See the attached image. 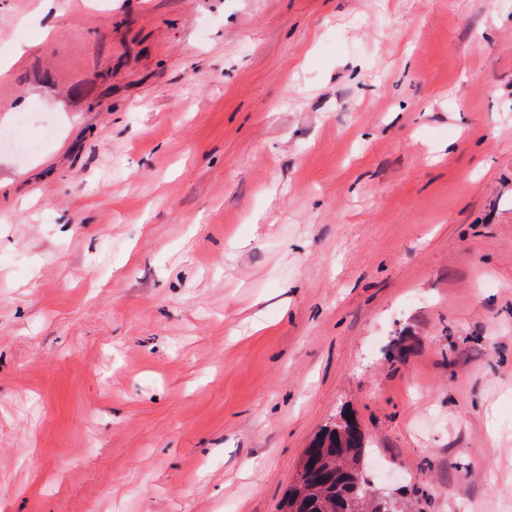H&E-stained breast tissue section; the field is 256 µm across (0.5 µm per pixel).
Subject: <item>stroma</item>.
Returning <instances> with one entry per match:
<instances>
[{
	"mask_svg": "<svg viewBox=\"0 0 512 512\" xmlns=\"http://www.w3.org/2000/svg\"><path fill=\"white\" fill-rule=\"evenodd\" d=\"M0 512H285L339 413L512 512V0H0Z\"/></svg>",
	"mask_w": 512,
	"mask_h": 512,
	"instance_id": "35a3bbf8",
	"label": "stroma"
}]
</instances>
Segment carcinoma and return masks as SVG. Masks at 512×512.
<instances>
[{
  "instance_id": "carcinoma-1",
  "label": "carcinoma",
  "mask_w": 512,
  "mask_h": 512,
  "mask_svg": "<svg viewBox=\"0 0 512 512\" xmlns=\"http://www.w3.org/2000/svg\"><path fill=\"white\" fill-rule=\"evenodd\" d=\"M311 472L306 491L288 492L291 512H352L370 481L364 470L367 448L358 424H332L305 450Z\"/></svg>"
}]
</instances>
